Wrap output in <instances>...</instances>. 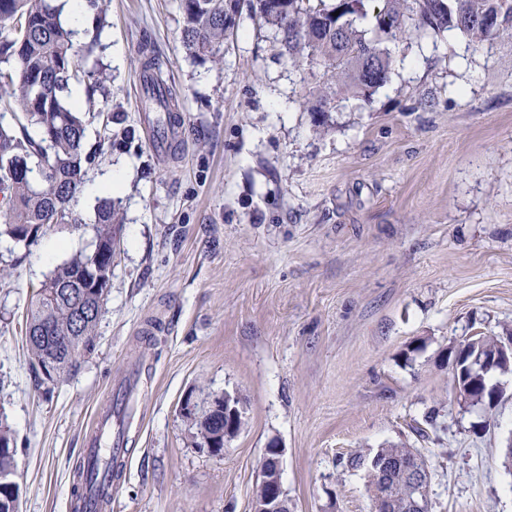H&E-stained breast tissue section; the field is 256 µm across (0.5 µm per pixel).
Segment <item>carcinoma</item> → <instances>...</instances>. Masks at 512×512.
<instances>
[{
    "instance_id": "carcinoma-1",
    "label": "carcinoma",
    "mask_w": 512,
    "mask_h": 512,
    "mask_svg": "<svg viewBox=\"0 0 512 512\" xmlns=\"http://www.w3.org/2000/svg\"><path fill=\"white\" fill-rule=\"evenodd\" d=\"M367 0H257L287 59L304 56L331 69L334 86H351L361 96L385 85L393 57L384 43L412 35L454 32L470 44L512 34V0H379L370 11ZM239 0H180L182 43L192 54L215 55L224 45L225 18L237 12ZM339 15H334V12ZM366 20L371 30L357 23ZM78 54L71 30L52 0H0V112H9L14 127H0V235L22 238L28 246L54 224H83L77 194L84 165L99 150L85 148L82 104L69 101L71 86L81 81L92 104L102 91V78L79 76ZM119 212L105 202L96 213L95 246L99 259L76 255L56 266L30 302L25 336L36 377L47 380L42 367L57 362L56 376L77 367L94 346L100 313L88 317L74 344L58 340L71 333L76 300L89 290L87 275L114 258ZM44 340H38V337ZM376 454L394 463L426 457L416 448L391 446ZM15 441L0 427V475L15 463ZM372 512H409L406 499L371 497Z\"/></svg>"
}]
</instances>
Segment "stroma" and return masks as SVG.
I'll return each instance as SVG.
<instances>
[{
  "label": "stroma",
  "mask_w": 512,
  "mask_h": 512,
  "mask_svg": "<svg viewBox=\"0 0 512 512\" xmlns=\"http://www.w3.org/2000/svg\"><path fill=\"white\" fill-rule=\"evenodd\" d=\"M105 26L82 69L106 91L86 147L112 148L78 200L85 224L30 246L0 237V423L16 441L21 512H69L96 411L130 369L141 418L106 512H251L266 448L283 449L293 512H371L353 455L391 445L430 459V512H512V374L493 411L462 401L446 356L512 332V35L389 43L371 95L307 103L324 67L281 56L242 0L221 61L181 41L179 0H93ZM180 110L178 143L138 88L148 58ZM123 216L94 350L40 382L26 345L33 288L92 253L99 205ZM238 398L217 458L181 417L185 396Z\"/></svg>",
  "instance_id": "obj_1"
}]
</instances>
